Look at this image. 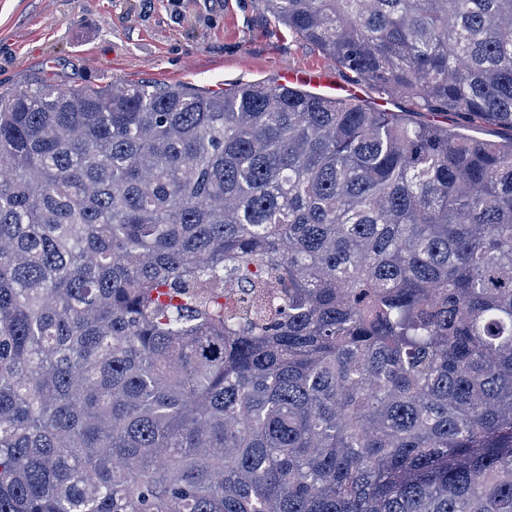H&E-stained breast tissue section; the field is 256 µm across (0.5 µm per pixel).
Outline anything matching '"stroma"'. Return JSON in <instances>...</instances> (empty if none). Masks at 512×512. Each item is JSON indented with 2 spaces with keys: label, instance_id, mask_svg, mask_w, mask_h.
Segmentation results:
<instances>
[{
  "label": "stroma",
  "instance_id": "stroma-1",
  "mask_svg": "<svg viewBox=\"0 0 512 512\" xmlns=\"http://www.w3.org/2000/svg\"><path fill=\"white\" fill-rule=\"evenodd\" d=\"M323 71L362 103L409 112L354 83L274 23L262 0H0V91L50 80L64 88L114 82L218 93L280 81L283 68Z\"/></svg>",
  "mask_w": 512,
  "mask_h": 512
}]
</instances>
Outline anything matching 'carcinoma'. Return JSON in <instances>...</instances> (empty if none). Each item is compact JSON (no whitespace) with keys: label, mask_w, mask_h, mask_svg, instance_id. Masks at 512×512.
<instances>
[{"label":"carcinoma","mask_w":512,"mask_h":512,"mask_svg":"<svg viewBox=\"0 0 512 512\" xmlns=\"http://www.w3.org/2000/svg\"><path fill=\"white\" fill-rule=\"evenodd\" d=\"M263 2L454 125L0 96V512H512V0Z\"/></svg>","instance_id":"cac0c4a2"}]
</instances>
